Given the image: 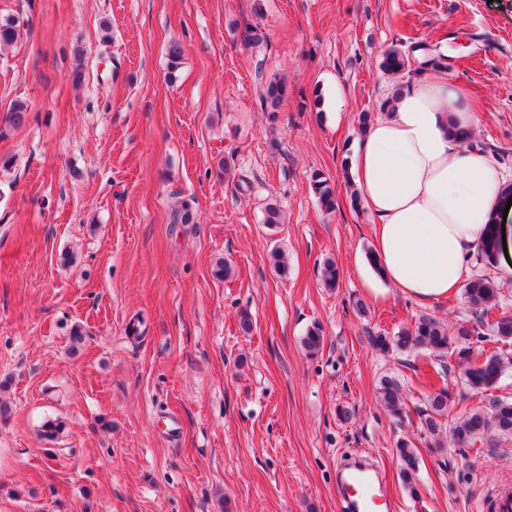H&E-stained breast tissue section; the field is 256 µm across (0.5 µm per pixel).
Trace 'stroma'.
<instances>
[{"label":"stroma","mask_w":512,"mask_h":512,"mask_svg":"<svg viewBox=\"0 0 512 512\" xmlns=\"http://www.w3.org/2000/svg\"><path fill=\"white\" fill-rule=\"evenodd\" d=\"M7 14L21 31L0 51V122L16 101L29 114L0 138V512H343L336 468L355 454L397 512H486L512 481V440L436 454L417 417L375 401L401 367L370 334L471 314L460 297L367 295L371 221L350 203L349 161L359 114L408 79L380 70L383 52L418 42L474 103L470 141L512 184V0H0ZM278 78L271 113L260 100ZM183 201L194 223H172ZM270 204L284 212L272 228ZM49 419L63 424L52 442ZM401 438L418 446L412 491Z\"/></svg>","instance_id":"obj_1"}]
</instances>
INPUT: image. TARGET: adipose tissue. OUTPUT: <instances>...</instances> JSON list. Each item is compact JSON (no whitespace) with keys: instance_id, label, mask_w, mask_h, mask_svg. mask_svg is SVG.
Returning <instances> with one entry per match:
<instances>
[{"instance_id":"adipose-tissue-1","label":"adipose tissue","mask_w":512,"mask_h":512,"mask_svg":"<svg viewBox=\"0 0 512 512\" xmlns=\"http://www.w3.org/2000/svg\"><path fill=\"white\" fill-rule=\"evenodd\" d=\"M475 108L447 70L418 73L392 88L368 125L350 171L373 226V271H361L374 299L389 293L432 305L455 295L470 261L502 222L512 191L471 129Z\"/></svg>"}]
</instances>
